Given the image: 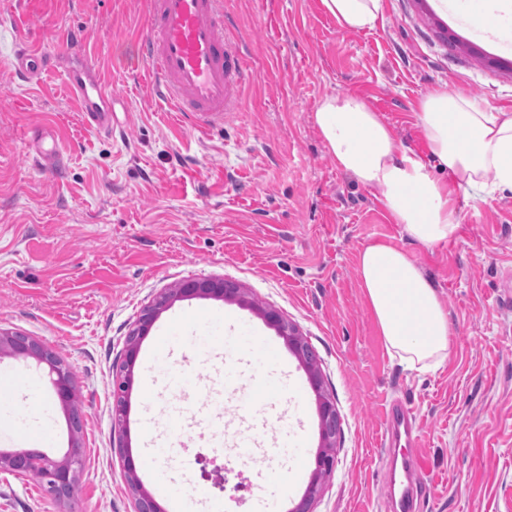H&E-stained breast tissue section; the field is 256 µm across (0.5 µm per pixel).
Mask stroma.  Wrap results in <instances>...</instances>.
I'll list each match as a JSON object with an SVG mask.
<instances>
[{
	"mask_svg": "<svg viewBox=\"0 0 512 512\" xmlns=\"http://www.w3.org/2000/svg\"><path fill=\"white\" fill-rule=\"evenodd\" d=\"M245 47L250 81L223 126L201 134L182 125L137 75L146 0H0V327L38 338L78 379L81 432L57 399L45 367L0 360V403L11 435L0 451L43 447L62 457L80 439L74 494L57 501L31 476L0 472V512H132L120 454L112 446V366L140 310L188 278L221 277L245 288L246 304L213 298L175 301L155 321L150 347L181 319L180 349L136 364L127 392L124 443L162 512L165 492L204 491L253 512L255 475L287 473L288 490L265 496L290 512L302 497L320 445L318 405L308 374L258 306L280 310L315 350L322 391L342 431L336 467L323 479L315 512H380L385 501L383 408L398 398L424 436L431 495L424 512H512V192L457 198L461 224L448 242H409L377 191L337 169L311 121L327 96L365 98L401 145L427 156L414 112L444 85L489 112L512 111V37L485 34L462 8L442 0H381L374 29L342 27L321 0H224ZM83 28L104 89L124 101L120 135L85 125L62 75L27 84L14 75L21 43L49 50L60 33ZM403 246L425 270L448 313L452 347L444 366L412 370L392 361L365 303L358 255L371 241ZM248 326L272 338L277 361L244 351L257 373L287 369L300 392L284 423L306 461L256 456L239 465L203 418L181 432L191 464L165 466L167 490L144 466L149 436L167 432L159 402L171 377L204 382L224 361L225 339ZM213 346H200L206 336ZM242 468L228 493L203 468Z\"/></svg>",
	"mask_w": 512,
	"mask_h": 512,
	"instance_id": "35a3bbf8",
	"label": "stroma"
}]
</instances>
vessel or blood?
<instances>
[{
	"instance_id": "vessel-or-blood-1",
	"label": "vessel or blood",
	"mask_w": 512,
	"mask_h": 512,
	"mask_svg": "<svg viewBox=\"0 0 512 512\" xmlns=\"http://www.w3.org/2000/svg\"><path fill=\"white\" fill-rule=\"evenodd\" d=\"M140 52L147 63L150 86L176 113L182 124L205 133L220 125L225 113L235 111L243 84L249 78L243 47L231 37L223 0H150L147 30L140 38ZM83 36L64 33L58 47L45 51L24 47L13 56L16 73L28 81L63 70L70 97L87 125H113L115 100L106 94L98 73L83 66ZM223 392L206 390L204 399H185L184 379H176L174 394L164 404L168 422L186 413L206 415L222 427L224 403L241 406L244 397L258 395L262 403L287 394V385L272 386L244 379L232 358H225ZM273 419L239 433L236 446L243 461H251L260 437L269 434ZM382 445L387 448L385 479L387 505L392 512H418L417 474L423 473V435L413 408L393 401L384 408Z\"/></svg>"
}]
</instances>
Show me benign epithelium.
<instances>
[{
	"label": "benign epithelium",
	"instance_id": "benign-epithelium-1",
	"mask_svg": "<svg viewBox=\"0 0 512 512\" xmlns=\"http://www.w3.org/2000/svg\"><path fill=\"white\" fill-rule=\"evenodd\" d=\"M187 297H210L227 302L242 303L245 293L237 284L220 277L191 278L176 283L147 304L138 315L130 330L121 362L116 366L112 390V442L113 447L123 448L120 429L126 416L125 394L129 389L141 341L148 335L160 313L174 301ZM264 320L288 343L289 348L304 366L312 389L318 394V416L322 445L315 456L312 478L300 501L291 512H314V505L320 497L323 476L331 473L336 466V436L340 430L339 415L335 402L322 393V376L317 357L302 337L296 326L279 310L272 307H257ZM0 356L31 358L37 364H44L57 398L72 409V428L81 430V416L76 405L78 381L70 368L56 353L47 349L37 339L19 332L0 328ZM82 446L79 440L72 441L68 452L60 459L51 458L39 450L16 449L0 452V470L29 474L40 472L45 485L57 500L72 497L81 466ZM123 469L133 493V512H161L151 494L143 487L134 459L123 456Z\"/></svg>",
	"mask_w": 512,
	"mask_h": 512
}]
</instances>
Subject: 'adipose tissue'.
I'll return each mask as SVG.
<instances>
[{
  "mask_svg": "<svg viewBox=\"0 0 512 512\" xmlns=\"http://www.w3.org/2000/svg\"><path fill=\"white\" fill-rule=\"evenodd\" d=\"M344 28L377 22L381 0H322ZM472 22L512 30V0H465ZM417 122L428 158L404 151L389 125L363 98L325 97L311 115L337 168L361 186L378 189L411 241L433 246L452 239L461 222L457 197L477 198L488 187L512 189V112H487L445 88L419 103ZM437 161L447 179L428 166ZM358 276L390 356L411 369L440 368L451 348L448 314L438 292L409 252L384 241L363 246Z\"/></svg>",
  "mask_w": 512,
  "mask_h": 512,
  "instance_id": "1",
  "label": "adipose tissue"
}]
</instances>
